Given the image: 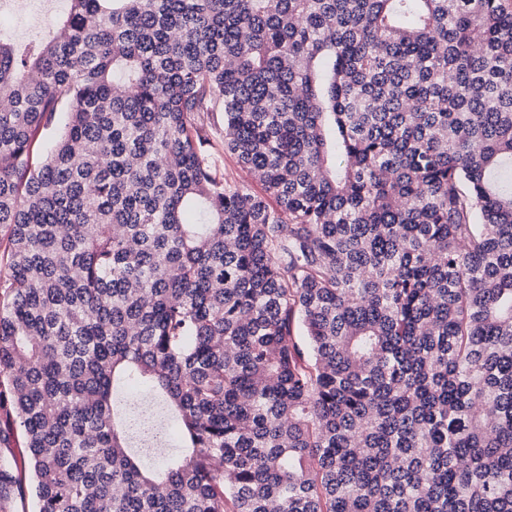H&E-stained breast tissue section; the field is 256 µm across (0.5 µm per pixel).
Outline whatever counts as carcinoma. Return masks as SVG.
Masks as SVG:
<instances>
[{"instance_id":"cac0c4a2","label":"carcinoma","mask_w":512,"mask_h":512,"mask_svg":"<svg viewBox=\"0 0 512 512\" xmlns=\"http://www.w3.org/2000/svg\"><path fill=\"white\" fill-rule=\"evenodd\" d=\"M0 412V512L22 468L37 512H512V0H69L0 40ZM13 0H0V31L14 43L28 42L48 34L57 15L68 7V0H38L47 1L36 17L17 24L12 13ZM37 38H33L38 36ZM210 152L216 161V166L224 178L233 183L248 188L252 193L264 195L262 187L257 183L250 172L237 163L236 158L229 152L224 150V141L216 136L212 140Z\"/></svg>"}]
</instances>
